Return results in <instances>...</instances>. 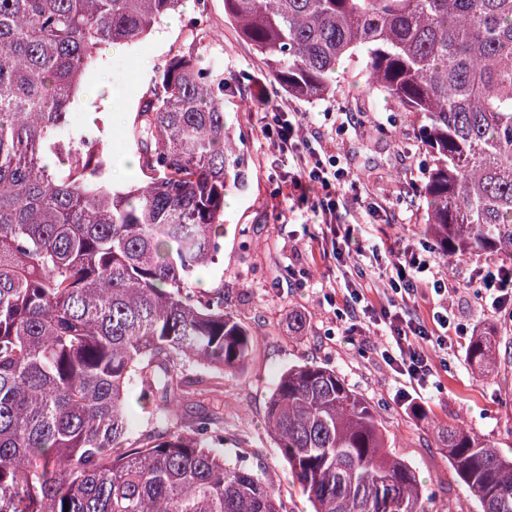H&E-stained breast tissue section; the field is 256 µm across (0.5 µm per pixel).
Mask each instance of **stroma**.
<instances>
[{"mask_svg": "<svg viewBox=\"0 0 512 512\" xmlns=\"http://www.w3.org/2000/svg\"><path fill=\"white\" fill-rule=\"evenodd\" d=\"M202 38L203 65L223 72L231 86L224 92V110L248 166L243 188L232 190L224 205V246L220 264L206 268L200 288L224 289V305L253 333L249 363L237 376L192 365L194 394L179 406L183 420L203 409L217 411L224 422V452L276 482L286 512H312L313 506L288 479V468L266 424L270 391L288 364L305 359L336 368L377 411L395 442L396 454L417 468L427 494L450 512H477V504L456 480L445 449L439 448V426L462 419L502 452L512 451V324L490 315L474 281L482 257L445 262L449 278L459 283L448 304L471 333L452 337L448 372L428 386L420 406L413 390L376 354L378 338L371 327L359 328L345 340L333 303L345 290L344 269L335 255L324 254L318 225L289 214V202L277 196L272 166L273 148L256 129L269 105H285L305 115L308 132L337 155L341 165L383 209L379 223L362 228L364 237L392 243L399 237L417 242L425 201L415 191L424 179L428 159L417 139V126L396 105L372 102L356 64L336 75L332 94L307 102L285 93L269 92L255 99L248 75L265 66L236 27L224 17V0H183L179 10L162 21L141 47L112 51L103 47L87 73L80 95L100 99L89 109L73 104L76 130L100 125L110 156L113 184L143 181L135 163L137 150L127 130L167 61ZM359 121L344 127L346 114ZM306 317L302 335L288 329V316ZM489 332L497 339V371L488 380L478 377L466 360L471 334Z\"/></svg>", "mask_w": 512, "mask_h": 512, "instance_id": "35a3bbf8", "label": "stroma"}]
</instances>
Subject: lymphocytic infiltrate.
Returning <instances> with one entry per match:
<instances>
[{"instance_id": "lymphocytic-infiltrate-1", "label": "lymphocytic infiltrate", "mask_w": 512, "mask_h": 512, "mask_svg": "<svg viewBox=\"0 0 512 512\" xmlns=\"http://www.w3.org/2000/svg\"><path fill=\"white\" fill-rule=\"evenodd\" d=\"M303 118V113L276 106L265 112L258 128L261 137L269 139L281 165L288 169L278 194L290 200L305 183L319 187L321 195L310 209L318 223L329 225L332 252L349 260L357 276H374L386 292L384 298L374 300L361 289H348L344 296L348 324L343 333L352 335L361 316L372 315L382 337L378 347L381 358L409 381L415 393H422L438 374L435 356L447 351L449 336L468 333L465 324L449 316L447 306L432 303L433 297L445 296L453 283L439 261L436 246L426 242L418 247L402 246L395 253V261L383 265L376 247L361 241L353 225L339 223L348 173L340 167L338 157L304 140ZM476 277L492 315L512 308V268L487 262L477 268ZM417 299L427 302L425 314L410 313L408 304Z\"/></svg>"}]
</instances>
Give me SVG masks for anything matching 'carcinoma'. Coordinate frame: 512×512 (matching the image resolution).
Masks as SVG:
<instances>
[{
  "label": "carcinoma",
  "mask_w": 512,
  "mask_h": 512,
  "mask_svg": "<svg viewBox=\"0 0 512 512\" xmlns=\"http://www.w3.org/2000/svg\"><path fill=\"white\" fill-rule=\"evenodd\" d=\"M181 0H0V512H285L224 455V426L178 423L196 362L234 375L250 330L224 289V201L247 180L224 74L190 52L136 113L142 184L103 178L100 129L69 133L104 45L135 46ZM275 90L326 97L359 59L368 93L418 123L422 231L459 258L512 257V0H224ZM496 343L475 337L488 379ZM157 428L138 433L130 393ZM267 423L315 512H425L416 467L367 399L316 361L288 365ZM437 440L479 512H512V456L458 423Z\"/></svg>",
  "instance_id": "1"
}]
</instances>
